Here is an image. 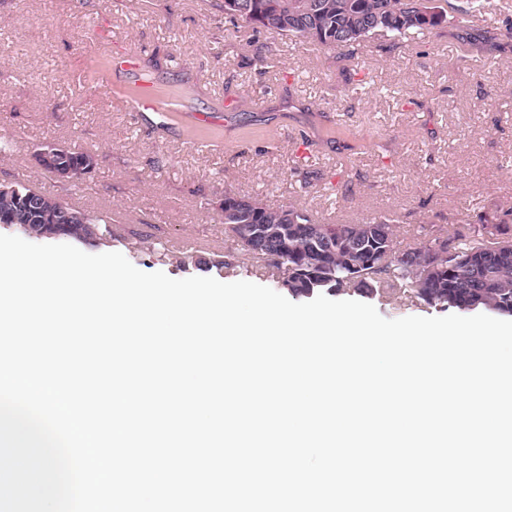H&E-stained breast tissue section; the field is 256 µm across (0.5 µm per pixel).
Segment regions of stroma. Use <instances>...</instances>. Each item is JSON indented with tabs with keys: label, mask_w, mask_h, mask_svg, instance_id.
<instances>
[{
	"label": "stroma",
	"mask_w": 512,
	"mask_h": 512,
	"mask_svg": "<svg viewBox=\"0 0 512 512\" xmlns=\"http://www.w3.org/2000/svg\"><path fill=\"white\" fill-rule=\"evenodd\" d=\"M512 0L482 18L329 51L224 18V0H0V183L119 216L112 251L194 276L170 253L240 261L219 281L269 288L224 229L225 190L323 224L393 219L397 248L486 220L512 237ZM139 69H111L110 51ZM149 80L165 114L129 100ZM215 122L193 126L194 114ZM46 143L91 153L79 187L36 167Z\"/></svg>",
	"instance_id": "1"
}]
</instances>
